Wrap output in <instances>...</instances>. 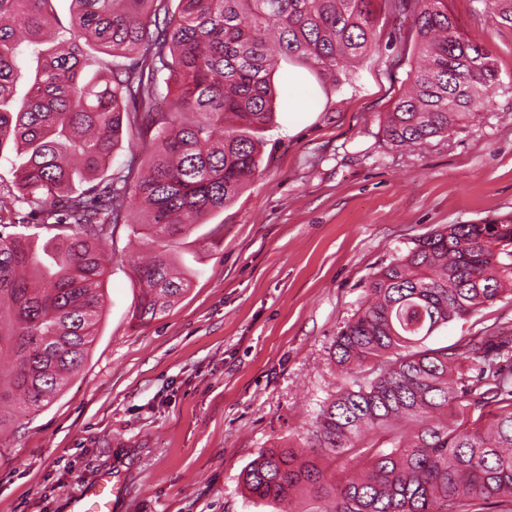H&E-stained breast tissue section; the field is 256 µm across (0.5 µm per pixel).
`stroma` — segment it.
<instances>
[{
  "mask_svg": "<svg viewBox=\"0 0 512 512\" xmlns=\"http://www.w3.org/2000/svg\"><path fill=\"white\" fill-rule=\"evenodd\" d=\"M448 11L501 77L489 110L463 129L420 151L385 140L415 45L385 10L376 52L336 77L279 60L275 120L257 134L261 171L181 240L190 287L150 322L134 316L144 238L115 228L83 366L0 432V512H69L104 473L124 489L112 512H277L244 490L242 472L264 449L302 445L336 389V333L374 275L440 226L512 211V29L480 0H448ZM492 325L512 327V302L429 342Z\"/></svg>",
  "mask_w": 512,
  "mask_h": 512,
  "instance_id": "35a3bbf8",
  "label": "stroma"
}]
</instances>
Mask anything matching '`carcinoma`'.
<instances>
[{"instance_id": "1", "label": "carcinoma", "mask_w": 512, "mask_h": 512, "mask_svg": "<svg viewBox=\"0 0 512 512\" xmlns=\"http://www.w3.org/2000/svg\"><path fill=\"white\" fill-rule=\"evenodd\" d=\"M49 2L0 0V151L11 144L21 157L0 213L59 230L40 246L0 235V360H11L0 367V430L46 406L87 358L117 225L141 215L151 249L134 266L139 320L187 291L176 244L259 171L273 52L334 75L375 51L374 0H71L61 40L48 35ZM482 3L512 28V0ZM381 7L416 33L410 90L382 127L391 147L425 146L489 109L496 60L459 32L447 0ZM125 135L140 139L144 166L111 170ZM103 176L100 190L75 188ZM508 296L512 213L418 240L376 273L333 343L344 377L308 444L342 460L343 476L333 483L316 459L269 448L244 470V489L288 512H512V330L427 344Z\"/></svg>"}]
</instances>
